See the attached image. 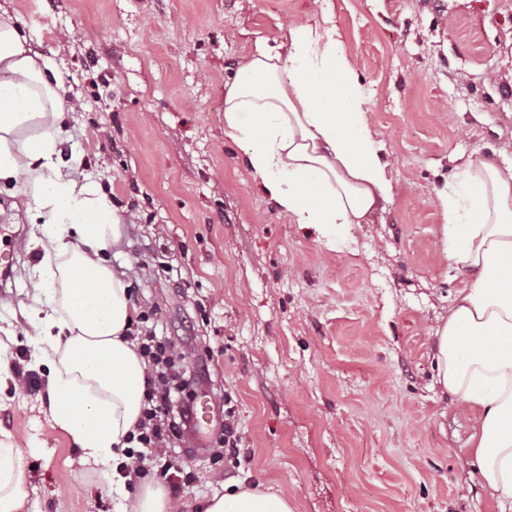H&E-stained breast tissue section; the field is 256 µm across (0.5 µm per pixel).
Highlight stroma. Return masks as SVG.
<instances>
[{"label":"stroma","instance_id":"1","mask_svg":"<svg viewBox=\"0 0 512 512\" xmlns=\"http://www.w3.org/2000/svg\"><path fill=\"white\" fill-rule=\"evenodd\" d=\"M77 104L64 157L120 217L107 258L137 312L193 351L181 396L232 399L244 462L216 457L222 415L186 422L159 456L181 512L222 486L294 512H497L468 464L478 413L436 381L435 331L471 275L449 260L437 193L462 158L512 163V0H0ZM293 23L333 32L392 164L391 195L334 240L291 223L224 131V82ZM23 183L0 190V441L26 438L24 512H123L136 486L81 464L47 412L49 370L14 319L33 290Z\"/></svg>","mask_w":512,"mask_h":512}]
</instances>
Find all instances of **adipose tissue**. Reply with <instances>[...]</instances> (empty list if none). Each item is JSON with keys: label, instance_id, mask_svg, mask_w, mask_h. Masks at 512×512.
<instances>
[{"label": "adipose tissue", "instance_id": "adipose-tissue-1", "mask_svg": "<svg viewBox=\"0 0 512 512\" xmlns=\"http://www.w3.org/2000/svg\"><path fill=\"white\" fill-rule=\"evenodd\" d=\"M352 58L331 34L290 26L259 42L224 83V130L245 152L291 223L335 236L368 223L391 191L389 163L363 110ZM73 105L55 71L28 46L18 17L0 12V187L24 182L31 242L43 251L22 319L50 372L48 412L84 452L117 471L145 407V360L128 336L132 307L106 254L120 219L103 185L60 146ZM448 256L472 273L436 331L437 378L482 424L469 462L501 512H512V165L469 156L439 192ZM20 446H0V512H22ZM204 512H293L258 490L213 495Z\"/></svg>", "mask_w": 512, "mask_h": 512}]
</instances>
